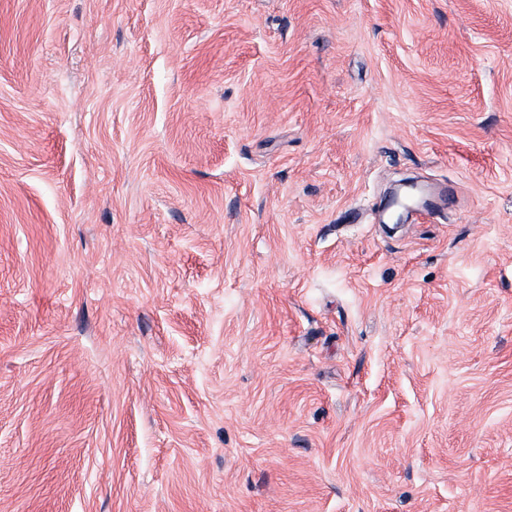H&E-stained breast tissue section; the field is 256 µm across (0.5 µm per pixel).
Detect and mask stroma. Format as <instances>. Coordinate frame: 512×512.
<instances>
[{"label":"stroma","instance_id":"35a3bbf8","mask_svg":"<svg viewBox=\"0 0 512 512\" xmlns=\"http://www.w3.org/2000/svg\"><path fill=\"white\" fill-rule=\"evenodd\" d=\"M0 512H512V0H0Z\"/></svg>","mask_w":512,"mask_h":512}]
</instances>
